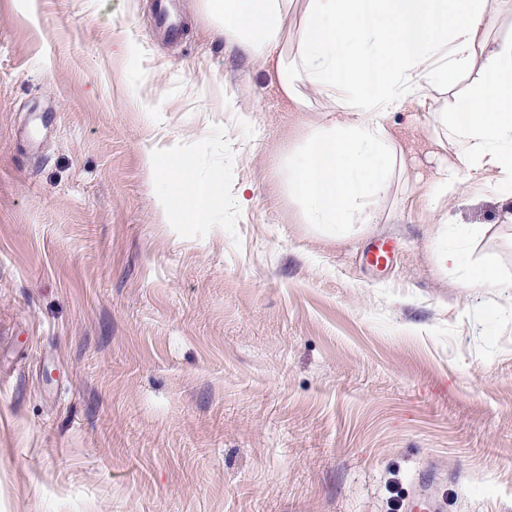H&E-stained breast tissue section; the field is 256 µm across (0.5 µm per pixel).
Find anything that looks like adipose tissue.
<instances>
[{
    "label": "adipose tissue",
    "instance_id": "ef3b65f1",
    "mask_svg": "<svg viewBox=\"0 0 512 512\" xmlns=\"http://www.w3.org/2000/svg\"><path fill=\"white\" fill-rule=\"evenodd\" d=\"M290 2L202 0L216 36L274 64L283 98L301 106L296 86L303 83L337 106L301 145H284L280 155L288 189L313 231L339 242L379 223L377 204L401 163L386 117L430 87L448 95L436 115L438 143L456 156L440 168L431 205L464 178L486 173L503 202L512 201V38L487 37L491 20L512 0H305L293 31ZM474 69L477 84L454 93L456 77ZM186 186L193 223H209L220 185L192 181L182 161L158 208L172 206ZM438 264L463 267L460 251L444 247ZM463 269L471 287L504 286L493 260Z\"/></svg>",
    "mask_w": 512,
    "mask_h": 512
}]
</instances>
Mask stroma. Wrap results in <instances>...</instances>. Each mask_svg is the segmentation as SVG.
<instances>
[{
	"label": "stroma",
	"instance_id": "1",
	"mask_svg": "<svg viewBox=\"0 0 512 512\" xmlns=\"http://www.w3.org/2000/svg\"><path fill=\"white\" fill-rule=\"evenodd\" d=\"M153 4L0 0V512H399L430 468L437 512H512V307L431 240L479 228L512 281V207L430 204L443 93L390 115L408 178L328 246L278 164L330 103ZM181 156L212 223L155 206ZM156 23L159 31L170 41H178L184 35L183 28L173 16L171 0H154Z\"/></svg>",
	"mask_w": 512,
	"mask_h": 512
}]
</instances>
